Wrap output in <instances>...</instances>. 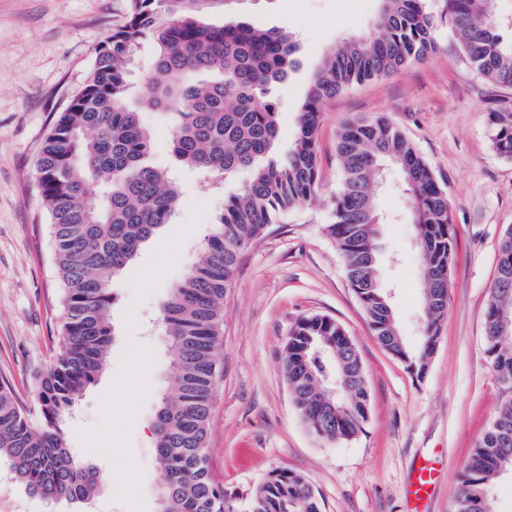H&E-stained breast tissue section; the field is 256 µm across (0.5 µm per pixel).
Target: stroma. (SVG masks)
<instances>
[{
  "label": "stroma",
  "instance_id": "35a3bbf8",
  "mask_svg": "<svg viewBox=\"0 0 512 512\" xmlns=\"http://www.w3.org/2000/svg\"><path fill=\"white\" fill-rule=\"evenodd\" d=\"M379 0H240L228 18L292 32L299 66L275 92L277 153L294 140L297 115L327 50L367 34ZM130 0H0V381L38 417L35 377L54 360L62 319L49 216L37 161L57 113L85 86L96 46L124 25ZM427 60L355 84L324 109L318 129V201L294 209L241 256L224 298L223 364L209 416L212 477L242 506L271 472L303 475L321 512H409L406 489L417 463L435 459L430 512H452L459 474L494 418L501 387L485 357L484 314L502 234L512 225V160L490 144L487 114L512 107V89L473 72L447 30ZM153 139L152 163L174 167L173 120L136 106ZM383 117L414 142L448 195L456 230L448 308L423 379L386 352L353 291L342 255L324 232L339 187L336 134L341 123ZM401 173H385L378 277L396 325L419 341L420 261L412 245L411 204ZM169 224L120 277L112 306L108 364L66 420L68 446L103 479L88 512H157L159 467L151 427L174 352L154 325L172 286L197 260L200 241L224 198L191 173L180 176ZM320 314L353 340L370 395L364 430L322 441L302 423L283 356L290 327Z\"/></svg>",
  "mask_w": 512,
  "mask_h": 512
}]
</instances>
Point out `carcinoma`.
Masks as SVG:
<instances>
[{
	"label": "carcinoma",
	"mask_w": 512,
	"mask_h": 512,
	"mask_svg": "<svg viewBox=\"0 0 512 512\" xmlns=\"http://www.w3.org/2000/svg\"><path fill=\"white\" fill-rule=\"evenodd\" d=\"M380 2L374 34L334 45L312 75L288 155L267 161L279 136L271 92L297 66L293 34L243 20L210 25L201 17L207 0H131L125 24L95 48L87 84L54 122L38 160L63 324L52 364L35 378L39 422L19 405L11 386L0 383V461L7 462L13 482L43 500L82 505L101 484L96 468L68 447L63 422L106 365L118 277L180 199L174 171L151 162V134L130 106L142 96L173 116L171 152L180 166L220 188L239 171L249 173L224 197L198 261L162 303L160 324L174 358L170 392L160 397L153 422L158 512H236L211 476L205 448L224 297L243 251L268 225L316 199V132L326 104L355 83L389 76L436 52L437 21L427 0ZM441 19L475 72L512 88V25L497 16L494 0H444ZM146 43L152 48L151 72L138 81L134 65ZM487 123L494 152L512 160V111L489 112ZM336 158L340 184L324 231L343 255L374 336L421 380L448 304L455 232L447 193L413 142L387 120L342 124ZM386 162L401 169L418 228L425 333L416 348L399 336L386 294L374 287L376 263L359 231L363 224L381 223L372 177ZM497 266L507 271L496 274L490 289L485 354L504 397L460 472L455 512H483L481 493L489 491L504 457H512V341L500 340L493 322L496 312H512V225L503 233ZM359 364L355 344L332 318L305 316L291 327L283 366L293 402L317 437L347 441L363 430L369 405L365 378L347 402L323 387L325 377ZM243 512H320V506L303 476L274 471Z\"/></svg>",
	"instance_id": "cac0c4a2"
}]
</instances>
